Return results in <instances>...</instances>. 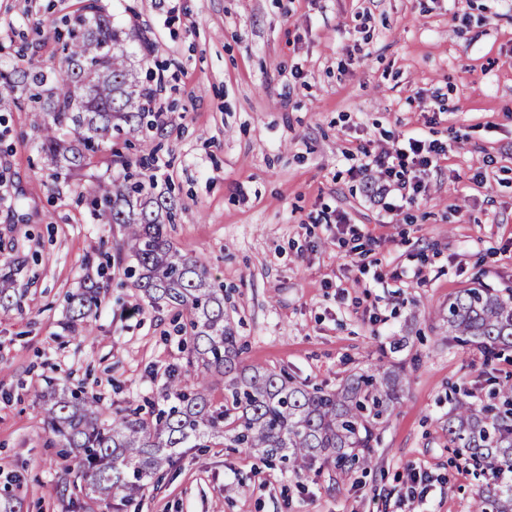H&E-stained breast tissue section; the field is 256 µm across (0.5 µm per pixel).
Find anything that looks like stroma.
I'll return each instance as SVG.
<instances>
[{"label":"stroma","instance_id":"1","mask_svg":"<svg viewBox=\"0 0 512 512\" xmlns=\"http://www.w3.org/2000/svg\"><path fill=\"white\" fill-rule=\"evenodd\" d=\"M133 34L144 85L166 82L154 130L155 192L178 205L170 239L224 286L243 364L336 390L403 369L367 470L295 473L241 449L183 448L121 512H471L492 472L458 475L445 423L459 391L484 401L512 374L440 317L466 288L512 296V8L506 0H103ZM78 0H0V68L58 64L54 24ZM27 108L0 112V264L22 263L0 307V490L20 512H74L78 469L36 396L86 389L104 409L162 402L191 384L185 316L133 288L116 224L30 138ZM423 133L448 152L422 199L390 212L351 177L363 149ZM346 215L362 231L351 265ZM109 288L86 337L65 332L84 272ZM400 350H391L393 340ZM430 481L412 496L408 474Z\"/></svg>","mask_w":512,"mask_h":512}]
</instances>
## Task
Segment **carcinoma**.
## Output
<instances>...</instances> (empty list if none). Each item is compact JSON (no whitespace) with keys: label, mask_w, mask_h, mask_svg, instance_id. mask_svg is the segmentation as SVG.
<instances>
[{"label":"carcinoma","mask_w":512,"mask_h":512,"mask_svg":"<svg viewBox=\"0 0 512 512\" xmlns=\"http://www.w3.org/2000/svg\"><path fill=\"white\" fill-rule=\"evenodd\" d=\"M60 66L0 70V112L26 103L32 138L61 172L87 167L99 146L142 131L152 113L144 88L128 66L129 33L112 25L101 0H84L69 18ZM118 179L90 174L78 198L106 224L121 226L118 262L150 302L189 312L188 365L195 382L173 379L151 420L138 412L107 415L83 389L49 388L37 395L44 424L67 454L79 458L81 491L96 501L129 502L170 465L178 448H205L221 428L228 446L264 461L302 471L322 460L338 469L370 463L374 431L399 402L401 370L377 369L347 379L334 392L309 390L281 373L245 367L234 327L224 316V288L198 259L179 254L167 225L175 204L146 190L144 174L121 157ZM21 268L0 269V302L10 303ZM102 303L92 282L69 297L65 324L88 336ZM448 334L479 345L488 355L512 348V298L486 288H466L448 303ZM224 376V404L211 399V376ZM448 447L456 455L493 465L474 512H512V379L475 405L454 397L448 416Z\"/></svg>","instance_id":"1"}]
</instances>
